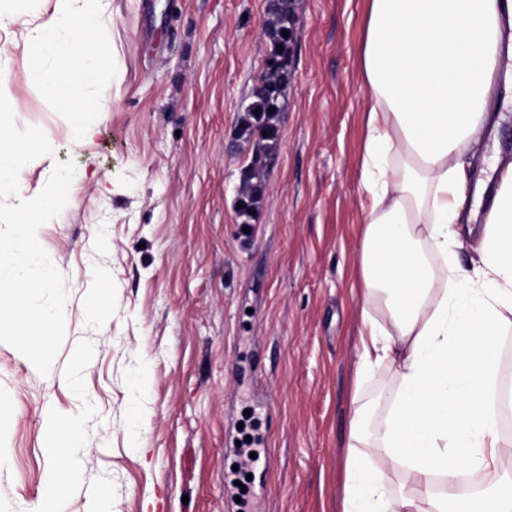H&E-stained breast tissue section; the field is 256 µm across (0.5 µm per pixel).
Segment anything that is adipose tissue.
<instances>
[{"label":"adipose tissue","instance_id":"adipose-tissue-1","mask_svg":"<svg viewBox=\"0 0 512 512\" xmlns=\"http://www.w3.org/2000/svg\"><path fill=\"white\" fill-rule=\"evenodd\" d=\"M0 9L28 31L30 74L73 119L104 67L112 0H54L53 13ZM368 107L360 156L365 201L357 373L394 379L348 421L345 512H448L487 500L512 512V438L500 425L498 337L512 325V160L495 185L472 176L512 84V0H369L359 46ZM473 236L472 268L457 261ZM386 416L368 421L376 409ZM69 454L42 498L52 512L81 461L77 426L50 431ZM398 477L399 494L390 479Z\"/></svg>","mask_w":512,"mask_h":512}]
</instances>
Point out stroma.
<instances>
[{
  "label": "stroma",
  "instance_id": "35a3bbf8",
  "mask_svg": "<svg viewBox=\"0 0 512 512\" xmlns=\"http://www.w3.org/2000/svg\"><path fill=\"white\" fill-rule=\"evenodd\" d=\"M268 0H112V59L76 145L70 113L0 29L19 128L74 160L40 244L64 276L65 336L47 374L0 342V512H36L45 415L85 455L56 512H232L224 485L247 413L267 456L253 512H343L347 422L391 370L360 379L359 155L368 0H294L297 37L262 206L244 222L236 131L270 49Z\"/></svg>",
  "mask_w": 512,
  "mask_h": 512
}]
</instances>
